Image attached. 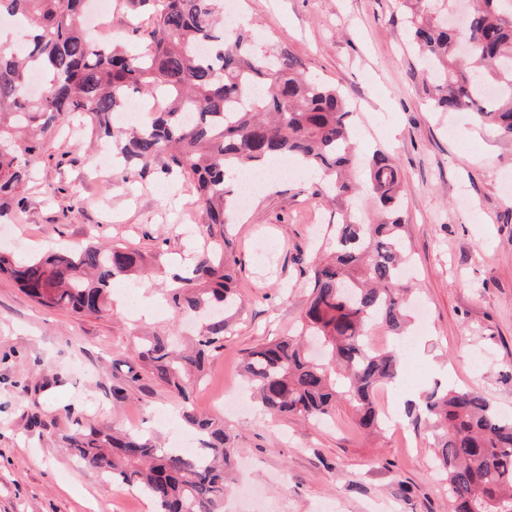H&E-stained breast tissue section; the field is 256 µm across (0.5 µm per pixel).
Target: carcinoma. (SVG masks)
<instances>
[{"label": "carcinoma", "mask_w": 512, "mask_h": 512, "mask_svg": "<svg viewBox=\"0 0 512 512\" xmlns=\"http://www.w3.org/2000/svg\"><path fill=\"white\" fill-rule=\"evenodd\" d=\"M153 5L145 49L132 55L87 38L84 0H0V16L20 17L28 53L0 41V195L12 194L40 159L42 142L74 116L91 132L121 145L125 162L145 172L161 156L164 172L193 182L202 223L219 228L192 276L171 289L172 312L202 313L206 321L190 353L169 338H145L143 372L183 397L202 380L208 355L224 346V314L238 305L236 273L227 260L232 241L224 184L233 169L263 170L288 156L317 174L340 209L331 257L316 264L301 335L260 346L242 370L258 402L273 415L322 420L336 403L355 408L360 428L383 423L378 387L394 382L403 363L396 349L368 341L373 326L398 335L406 324L408 286L400 277L401 172L382 150L357 153L353 112L342 90L308 75L287 49L257 51L244 32L220 25L223 0H139ZM408 43L430 73L426 94L435 112H470L484 127L512 140V0H473L467 27H448L440 13L453 0H399ZM45 94H29L33 70ZM493 84L498 93L484 95ZM163 97L168 106L127 131L112 116L130 96ZM372 197L380 215L360 222L349 203ZM137 250L90 242L20 262L0 253L9 275L38 304L97 315L110 303L113 281L144 265ZM421 408L437 431V460L448 477L454 512H512V417L483 395L460 389L423 395ZM198 447L162 448L140 431L78 427L66 448L117 487H134L155 512H222L233 490L234 446L224 420L182 411Z\"/></svg>", "instance_id": "obj_1"}]
</instances>
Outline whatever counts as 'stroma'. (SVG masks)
<instances>
[{"mask_svg":"<svg viewBox=\"0 0 512 512\" xmlns=\"http://www.w3.org/2000/svg\"><path fill=\"white\" fill-rule=\"evenodd\" d=\"M238 6L259 49H288L348 96L362 151L397 160L415 346L386 387L399 418L378 432H362L344 401L325 422L258 410L240 364L258 345L297 335L313 266L339 217L313 173L272 163L275 184L255 191L232 227L241 306L192 395L200 413L223 415L233 437L236 485L224 512H450L418 402L437 386L467 388L512 415V141L471 113L429 111V77L406 48L398 0ZM149 13L112 0V43L141 50L145 33L133 21ZM43 152L33 181L0 197V250L23 261L57 243L123 244L145 255L147 269L117 281L109 309L87 317L42 307L0 276V512H152L138 490L79 463L62 438L77 420L134 424L165 445L188 437L181 398L162 383H129L127 365L142 334H193L163 295L209 237L182 233L192 186L157 169L122 179L67 134Z\"/></svg>","mask_w":512,"mask_h":512,"instance_id":"obj_1","label":"stroma"}]
</instances>
